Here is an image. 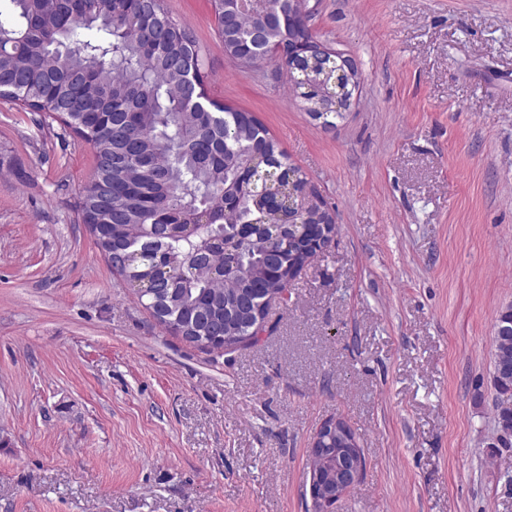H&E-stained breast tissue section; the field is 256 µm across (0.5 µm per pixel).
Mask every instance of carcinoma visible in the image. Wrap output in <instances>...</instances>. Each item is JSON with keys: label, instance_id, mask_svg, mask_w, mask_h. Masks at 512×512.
<instances>
[{"label": "carcinoma", "instance_id": "obj_1", "mask_svg": "<svg viewBox=\"0 0 512 512\" xmlns=\"http://www.w3.org/2000/svg\"><path fill=\"white\" fill-rule=\"evenodd\" d=\"M224 51L243 67L267 62L264 46L288 42V0L253 15L237 0H213ZM202 72L194 36L165 0H0V99L56 114L94 154V174L79 209L95 243L138 301L166 330L224 348L218 337L250 333L267 290L249 273L274 250L299 272L310 236L330 235L326 213L308 221L288 208L280 188L306 179L248 112L218 105L184 82L179 63ZM336 64L318 54L290 82L329 126ZM493 325L494 382L512 398V335Z\"/></svg>", "mask_w": 512, "mask_h": 512}]
</instances>
